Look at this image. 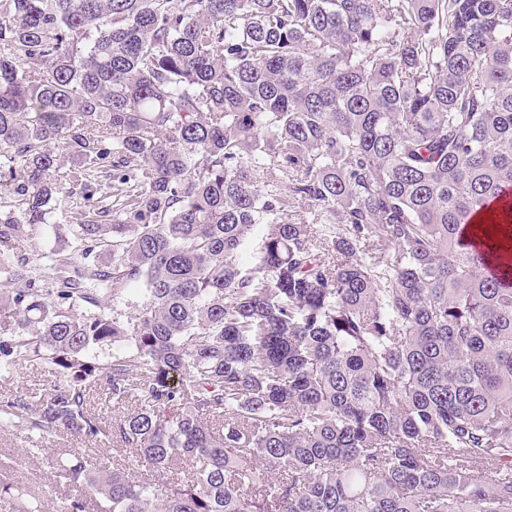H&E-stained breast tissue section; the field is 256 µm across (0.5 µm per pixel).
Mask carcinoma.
Returning a JSON list of instances; mask_svg holds the SVG:
<instances>
[{
  "mask_svg": "<svg viewBox=\"0 0 512 512\" xmlns=\"http://www.w3.org/2000/svg\"><path fill=\"white\" fill-rule=\"evenodd\" d=\"M2 187L0 421L137 462L60 512H512V0H0ZM73 200H75V203L71 206V209H59L51 214L49 218L50 224H46L44 233L32 239L25 238L20 242V248L23 250V253H26L33 259H38L51 248H61L69 245L70 247H67V249L74 250L76 242L70 233V229L77 224L80 205L79 200H77L78 204H76V199ZM53 377L42 366H30L28 369L11 374H0V391L40 392L48 388Z\"/></svg>",
  "mask_w": 512,
  "mask_h": 512,
  "instance_id": "carcinoma-1",
  "label": "carcinoma"
}]
</instances>
